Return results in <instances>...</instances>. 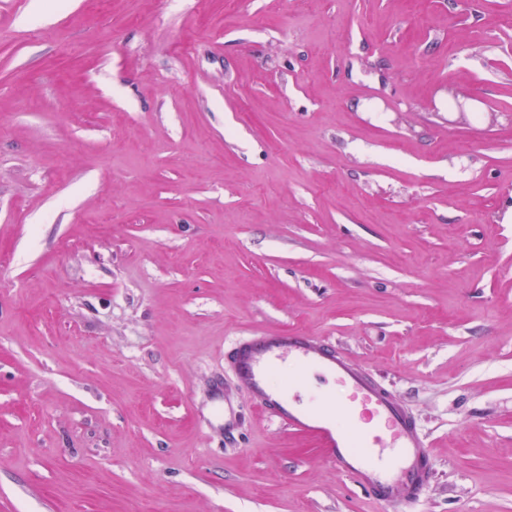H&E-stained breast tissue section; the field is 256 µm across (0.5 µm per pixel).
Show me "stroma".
Wrapping results in <instances>:
<instances>
[{"mask_svg":"<svg viewBox=\"0 0 512 512\" xmlns=\"http://www.w3.org/2000/svg\"><path fill=\"white\" fill-rule=\"evenodd\" d=\"M262 330L406 403L413 512H512V0H0V512H382Z\"/></svg>","mask_w":512,"mask_h":512,"instance_id":"obj_1","label":"stroma"}]
</instances>
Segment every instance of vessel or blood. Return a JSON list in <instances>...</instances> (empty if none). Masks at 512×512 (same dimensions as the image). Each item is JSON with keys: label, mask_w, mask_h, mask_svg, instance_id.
<instances>
[{"label": "vessel or blood", "mask_w": 512, "mask_h": 512, "mask_svg": "<svg viewBox=\"0 0 512 512\" xmlns=\"http://www.w3.org/2000/svg\"><path fill=\"white\" fill-rule=\"evenodd\" d=\"M228 359L264 418L313 436L337 473L385 512H407L423 500L436 472L431 441L407 407L335 343L304 332L240 336ZM313 373L331 389L311 387Z\"/></svg>", "instance_id": "obj_1"}]
</instances>
